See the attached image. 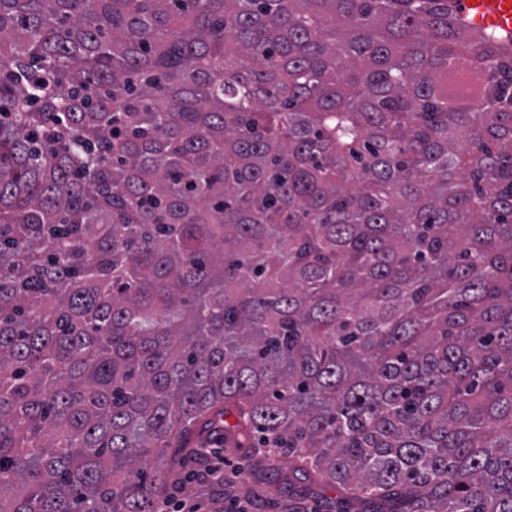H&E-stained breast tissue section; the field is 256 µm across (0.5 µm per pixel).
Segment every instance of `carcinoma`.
<instances>
[{
  "instance_id": "obj_1",
  "label": "carcinoma",
  "mask_w": 512,
  "mask_h": 512,
  "mask_svg": "<svg viewBox=\"0 0 512 512\" xmlns=\"http://www.w3.org/2000/svg\"><path fill=\"white\" fill-rule=\"evenodd\" d=\"M192 442L512 512V47L448 0H0V512Z\"/></svg>"
}]
</instances>
